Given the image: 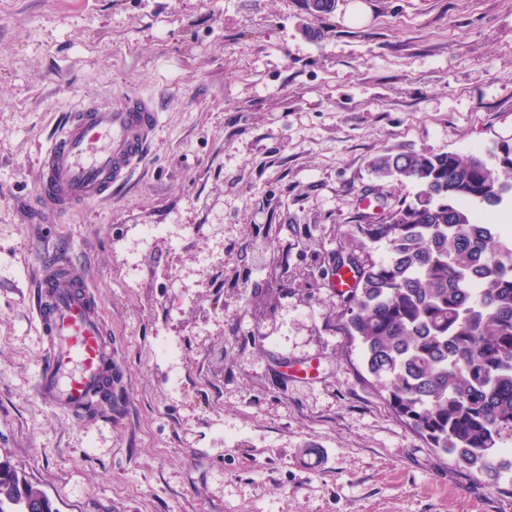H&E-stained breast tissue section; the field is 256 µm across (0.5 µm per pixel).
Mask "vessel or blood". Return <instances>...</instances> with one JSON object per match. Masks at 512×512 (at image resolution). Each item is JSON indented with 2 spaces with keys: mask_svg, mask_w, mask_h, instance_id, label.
Here are the masks:
<instances>
[{
  "mask_svg": "<svg viewBox=\"0 0 512 512\" xmlns=\"http://www.w3.org/2000/svg\"><path fill=\"white\" fill-rule=\"evenodd\" d=\"M158 125L152 100L133 98L117 108L85 105L72 112L47 147L37 187L41 209L64 213L111 197L131 176ZM36 313L50 348L39 371L45 400L74 414L112 393V344L96 316L93 291L82 273L65 260L43 263ZM299 468L327 469L328 449L295 454Z\"/></svg>",
  "mask_w": 512,
  "mask_h": 512,
  "instance_id": "vessel-or-blood-1",
  "label": "vessel or blood"
}]
</instances>
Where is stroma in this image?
Instances as JSON below:
<instances>
[{
	"label": "stroma",
	"instance_id": "1",
	"mask_svg": "<svg viewBox=\"0 0 512 512\" xmlns=\"http://www.w3.org/2000/svg\"><path fill=\"white\" fill-rule=\"evenodd\" d=\"M157 104L111 198L41 224L80 104ZM512 142V0H0V461L55 512H501L512 485L429 447L340 329L332 286L385 150ZM82 267L112 396L45 402L39 257ZM313 379L283 380V362ZM330 449V469L292 454Z\"/></svg>",
	"mask_w": 512,
	"mask_h": 512
}]
</instances>
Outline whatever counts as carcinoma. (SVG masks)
<instances>
[{"mask_svg": "<svg viewBox=\"0 0 512 512\" xmlns=\"http://www.w3.org/2000/svg\"><path fill=\"white\" fill-rule=\"evenodd\" d=\"M377 178L415 192L357 225L355 277L339 293L343 334L358 342L385 399L433 448L512 481V231L486 212L512 200V144L484 151L392 150ZM383 243L387 256L373 258ZM54 512L47 496L0 462V512Z\"/></svg>", "mask_w": 512, "mask_h": 512, "instance_id": "carcinoma-1", "label": "carcinoma"}]
</instances>
